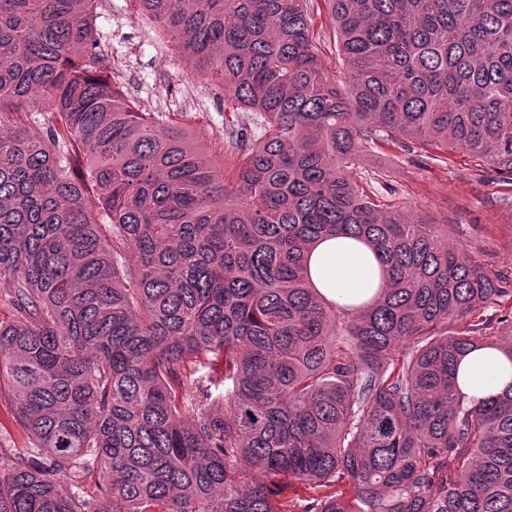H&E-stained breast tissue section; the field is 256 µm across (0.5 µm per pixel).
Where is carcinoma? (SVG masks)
Returning <instances> with one entry per match:
<instances>
[{
	"label": "carcinoma",
	"instance_id": "1",
	"mask_svg": "<svg viewBox=\"0 0 512 512\" xmlns=\"http://www.w3.org/2000/svg\"><path fill=\"white\" fill-rule=\"evenodd\" d=\"M96 2L0 0V126L42 117L0 134V375L29 436L0 512H288L282 482L317 491L301 512H512V386L457 376L512 361V277L348 172L387 141L512 176V0H326L342 88L313 0H139L262 119L230 183L132 109ZM336 235L382 260L372 302L312 287ZM329 21L326 5L319 2L318 5L316 4L313 22L317 31H321L325 38L324 44L321 43L322 46L319 52L320 64L326 73L332 77L336 76V81L341 83L340 81L344 79L343 61L334 50ZM457 372L461 390L476 401L498 395L512 384V362L493 348L469 352L459 360Z\"/></svg>",
	"mask_w": 512,
	"mask_h": 512
}]
</instances>
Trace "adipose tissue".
Masks as SVG:
<instances>
[{
    "mask_svg": "<svg viewBox=\"0 0 512 512\" xmlns=\"http://www.w3.org/2000/svg\"><path fill=\"white\" fill-rule=\"evenodd\" d=\"M308 266L314 287L340 306L370 300L381 285L375 254L344 235L319 243L309 255ZM457 372L463 393L477 401L498 395L512 384V361L493 348L469 352L459 360Z\"/></svg>",
    "mask_w": 512,
    "mask_h": 512,
    "instance_id": "ef3b65f1",
    "label": "adipose tissue"
}]
</instances>
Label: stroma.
Instances as JSON below:
<instances>
[{
	"label": "stroma",
	"mask_w": 512,
	"mask_h": 512,
	"mask_svg": "<svg viewBox=\"0 0 512 512\" xmlns=\"http://www.w3.org/2000/svg\"><path fill=\"white\" fill-rule=\"evenodd\" d=\"M95 28L103 65L133 109L185 128L223 161L225 175H232L238 160L227 130H255L254 113L226 109L223 93L194 76L188 59L138 0H99ZM375 173L383 174L393 201L433 212L447 222L452 238L481 251L494 269L512 272V183L500 179L488 164L461 151L449 152L446 162L437 164L425 149L408 152L385 144L366 150L349 170L357 182ZM27 443L9 383L1 378L0 447L21 449Z\"/></svg>",
	"instance_id": "35a3bbf8"
}]
</instances>
